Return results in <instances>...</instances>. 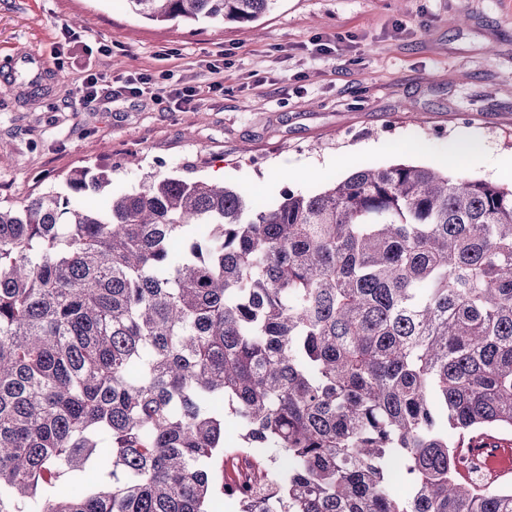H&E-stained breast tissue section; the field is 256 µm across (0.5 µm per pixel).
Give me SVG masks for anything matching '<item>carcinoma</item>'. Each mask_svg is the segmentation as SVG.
Masks as SVG:
<instances>
[{"label": "carcinoma", "mask_w": 512, "mask_h": 512, "mask_svg": "<svg viewBox=\"0 0 512 512\" xmlns=\"http://www.w3.org/2000/svg\"><path fill=\"white\" fill-rule=\"evenodd\" d=\"M108 183L0 205V512H512L462 468L512 434V186L366 164L265 205L156 175L73 205Z\"/></svg>", "instance_id": "1"}]
</instances>
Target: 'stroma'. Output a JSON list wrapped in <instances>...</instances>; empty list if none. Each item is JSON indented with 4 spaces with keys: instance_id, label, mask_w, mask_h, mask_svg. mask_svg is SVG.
Wrapping results in <instances>:
<instances>
[{
    "instance_id": "stroma-1",
    "label": "stroma",
    "mask_w": 512,
    "mask_h": 512,
    "mask_svg": "<svg viewBox=\"0 0 512 512\" xmlns=\"http://www.w3.org/2000/svg\"><path fill=\"white\" fill-rule=\"evenodd\" d=\"M86 23L73 25L75 16ZM224 89L198 111L151 94L63 109L86 68ZM0 203L106 171V206L148 175L212 179L257 201L323 190L353 165L442 164L450 139L485 148L461 175L512 185V0H276L248 24L158 23L127 0H0ZM421 144L418 152L410 144Z\"/></svg>"
}]
</instances>
